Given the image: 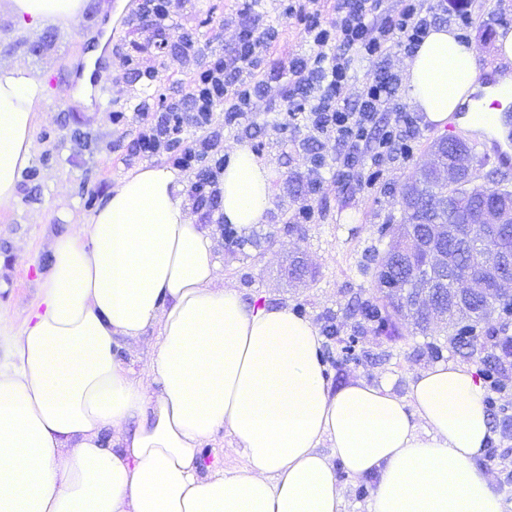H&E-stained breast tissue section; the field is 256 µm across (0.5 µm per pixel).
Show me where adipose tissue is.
<instances>
[{
  "instance_id": "1",
  "label": "adipose tissue",
  "mask_w": 512,
  "mask_h": 512,
  "mask_svg": "<svg viewBox=\"0 0 512 512\" xmlns=\"http://www.w3.org/2000/svg\"><path fill=\"white\" fill-rule=\"evenodd\" d=\"M85 0H8L24 26L70 24ZM478 52L430 28L404 89L424 124L512 100V73L478 81ZM47 102L22 65L0 67V208L16 196ZM272 166L233 145L225 223L247 231L272 206ZM38 309L0 364V512H344L336 470L376 476L368 512H503L477 465L490 437L472 367L332 387L316 326L221 285L213 241L190 214L179 171L144 164L53 244ZM154 330L150 362L121 341ZM223 431L240 469H203Z\"/></svg>"
}]
</instances>
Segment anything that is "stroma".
<instances>
[{
	"label": "stroma",
	"mask_w": 512,
	"mask_h": 512,
	"mask_svg": "<svg viewBox=\"0 0 512 512\" xmlns=\"http://www.w3.org/2000/svg\"><path fill=\"white\" fill-rule=\"evenodd\" d=\"M289 2L262 0L258 7L261 23L280 31L276 46L261 64L270 83L268 93L257 101L253 114L229 122L219 109L213 118L221 146L248 143L273 165L268 221L245 233L242 247L225 241L221 225H209L208 230L225 284L237 288L245 301L291 309L319 327L333 321L346 336L353 324L349 305L369 297L373 289V275L361 268L364 256L374 249L387 251L388 243L379 239L377 229L401 222L400 188L423 162L430 144L443 134L465 138L481 176L497 165L485 150L493 137L460 123L448 124L441 132L420 123L409 159L376 165L362 153L358 166L367 182L347 178L344 160L349 146L311 138L303 125L286 130L279 126L283 101L294 90L280 65L313 52L296 18L285 14ZM462 2L472 17L466 35L479 49V69L497 68L494 42L505 20L512 19V0ZM138 3L86 0L80 24L70 27L46 23L25 28L0 12V65L25 64L48 88L47 108L39 113L34 128L31 162L21 174L15 200L0 209V309L9 317L0 325L2 334L18 331L40 304L54 240L92 213L119 178L150 162V155L135 144L141 117L134 107L144 99L151 111L158 112L186 90L190 71L177 55L180 36L191 33L203 54L220 50L235 33L234 19L241 7V0H187L172 21L163 51L143 61L156 71L150 80L139 71L127 70L121 62L133 45L146 38V21L133 20L119 28L112 25L115 9L134 11ZM103 41L112 50L110 75L86 103L70 90L82 75L86 53ZM116 111L125 114L118 125L112 122ZM317 152L335 157L336 163L324 170L323 185L313 192L307 184V169ZM305 201L313 205L315 217L300 224L293 214ZM296 265L303 266V275H292ZM427 341L404 323L391 338L368 332L358 344L364 352L361 359L335 365L340 348L333 345L329 348L332 361L325 371L336 387L356 379L376 384L389 379L394 392L403 396L417 372L432 364L425 350ZM507 378L509 384L497 394L490 412L494 452L482 455L479 465L501 493L504 512H512V364L507 367Z\"/></svg>",
	"instance_id": "35a3bbf8"
}]
</instances>
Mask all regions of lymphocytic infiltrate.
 Here are the masks:
<instances>
[{
	"label": "lymphocytic infiltrate",
	"instance_id": "lymphocytic-infiltrate-1",
	"mask_svg": "<svg viewBox=\"0 0 512 512\" xmlns=\"http://www.w3.org/2000/svg\"><path fill=\"white\" fill-rule=\"evenodd\" d=\"M381 0H336V21L326 22L317 0H297L293 12L304 20V33L315 51L311 58L289 60L287 70L299 95L289 97L284 121L305 120L311 132L336 142L369 151L373 162L409 158L415 120L393 103L396 78L376 71L362 83L356 100L345 87L355 59L375 62L392 48L415 52L432 25L435 14L423 0H399L397 9L382 13ZM179 9L176 0H142L140 12L151 21L150 34L138 45L141 54L163 43L170 19ZM278 38L276 28L245 26L238 30L225 53L200 63L196 43L181 37L178 54L195 74L187 93L170 103L165 112L142 123L140 148L166 156L172 166L194 173L188 195L201 212V221L213 223L221 194L224 153L212 129L213 114L224 108L227 118L247 115L265 86L261 62ZM395 112L394 121L377 125L381 112ZM200 131L191 145L178 147L184 127Z\"/></svg>",
	"mask_w": 512,
	"mask_h": 512
}]
</instances>
